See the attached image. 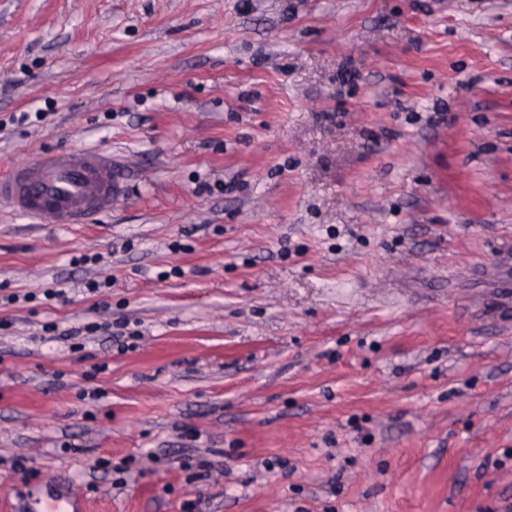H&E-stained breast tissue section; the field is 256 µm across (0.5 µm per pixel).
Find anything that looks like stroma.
<instances>
[{
  "label": "stroma",
  "instance_id": "obj_1",
  "mask_svg": "<svg viewBox=\"0 0 512 512\" xmlns=\"http://www.w3.org/2000/svg\"><path fill=\"white\" fill-rule=\"evenodd\" d=\"M85 147L0 208V512H512V0H0V177ZM115 192L112 155L89 148L36 155L0 178L1 203L48 224H93Z\"/></svg>",
  "mask_w": 512,
  "mask_h": 512
}]
</instances>
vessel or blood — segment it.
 <instances>
[{
	"label": "vessel or blood",
	"instance_id": "1",
	"mask_svg": "<svg viewBox=\"0 0 512 512\" xmlns=\"http://www.w3.org/2000/svg\"><path fill=\"white\" fill-rule=\"evenodd\" d=\"M115 192L111 155L89 148L36 155L0 178L1 203L50 224L94 223Z\"/></svg>",
	"mask_w": 512,
	"mask_h": 512
}]
</instances>
